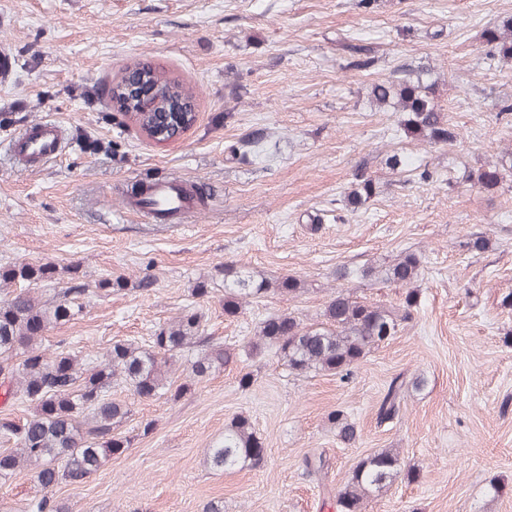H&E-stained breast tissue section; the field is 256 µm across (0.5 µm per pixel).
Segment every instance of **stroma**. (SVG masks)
<instances>
[{
  "label": "stroma",
  "mask_w": 512,
  "mask_h": 512,
  "mask_svg": "<svg viewBox=\"0 0 512 512\" xmlns=\"http://www.w3.org/2000/svg\"><path fill=\"white\" fill-rule=\"evenodd\" d=\"M512 16V0H0V50L15 59L0 78V268L52 261L86 287L127 285L90 297L76 320L51 327L45 345L101 355L117 340L148 342L180 316L201 315L231 353L197 380L179 368L178 398L126 402L131 445L55 499L72 512H333L359 462L393 448L400 478L365 512H512V180L465 191L411 177L400 183L386 151L430 171L462 172L512 147V62L487 67L484 28ZM446 28L448 35L432 39ZM359 35L376 64L348 67L337 46ZM435 68L436 94L459 133L452 147L391 136L393 116L372 107L371 84L399 63ZM143 64L193 93L196 117L158 144L113 110V79ZM59 123L63 155L37 168L9 156L24 126ZM257 155L239 146L256 132ZM377 193L367 211L342 202L355 168ZM178 175L205 182V210L186 224L149 222L119 205L120 188ZM321 213L319 224L309 214ZM486 249L468 250L474 236ZM421 258L413 322L354 365L349 380L294 375L272 349L249 350L268 316L319 321L338 293L381 305L406 288L338 281V266ZM256 279L304 280L297 295L268 292L224 313V268ZM146 287H138L139 279ZM207 296L193 295L197 284ZM249 386H241L243 375ZM421 377L398 419L379 423L391 379ZM342 411L346 440L330 415ZM249 418L266 448L255 468L224 473L207 461L233 418ZM328 463L308 474L305 456ZM43 494L33 471L0 480V512H27Z\"/></svg>",
  "instance_id": "35a3bbf8"
}]
</instances>
